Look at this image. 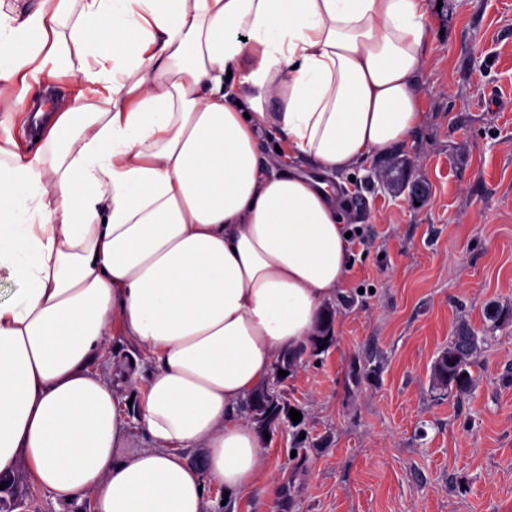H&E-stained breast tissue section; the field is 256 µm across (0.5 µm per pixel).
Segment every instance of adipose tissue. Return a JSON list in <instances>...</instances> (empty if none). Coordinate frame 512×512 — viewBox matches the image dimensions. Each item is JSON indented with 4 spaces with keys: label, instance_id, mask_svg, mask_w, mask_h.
Listing matches in <instances>:
<instances>
[{
    "label": "adipose tissue",
    "instance_id": "1",
    "mask_svg": "<svg viewBox=\"0 0 512 512\" xmlns=\"http://www.w3.org/2000/svg\"><path fill=\"white\" fill-rule=\"evenodd\" d=\"M427 0H0V101L102 90L35 151L0 128V474L92 512H208L262 474L243 409L350 264L328 183L421 125ZM79 61H72L70 51ZM275 140L278 154L263 143ZM307 163L316 176L301 174ZM141 354L129 436L108 335ZM205 451L204 467L187 452ZM46 89V87H43L34 95L38 96L36 98L45 97L48 93L56 91L58 93V109L59 111H62L71 104L72 100L77 96L79 91L83 89V87L76 84L71 76L63 73L56 82L50 85L49 89ZM129 351H133L139 356L141 354V351L130 341L117 336L112 339V336H110L107 346L96 362V366L106 375L113 376V380L121 381V379L115 377V374L120 372L122 359L128 356L127 352Z\"/></svg>",
    "mask_w": 512,
    "mask_h": 512
}]
</instances>
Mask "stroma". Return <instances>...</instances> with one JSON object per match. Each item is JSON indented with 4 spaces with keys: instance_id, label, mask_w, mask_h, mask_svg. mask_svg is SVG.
<instances>
[{
    "instance_id": "1",
    "label": "stroma",
    "mask_w": 512,
    "mask_h": 512,
    "mask_svg": "<svg viewBox=\"0 0 512 512\" xmlns=\"http://www.w3.org/2000/svg\"><path fill=\"white\" fill-rule=\"evenodd\" d=\"M425 41L422 124L335 183L355 230L332 334L279 380L277 419L247 411L264 482L208 487L212 512H512V0H428ZM463 323L459 395L434 365Z\"/></svg>"
}]
</instances>
